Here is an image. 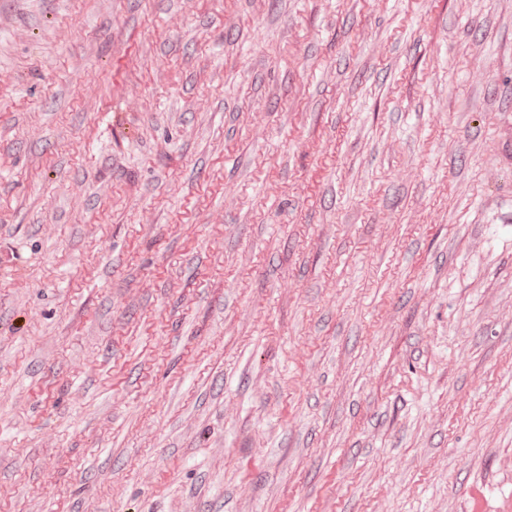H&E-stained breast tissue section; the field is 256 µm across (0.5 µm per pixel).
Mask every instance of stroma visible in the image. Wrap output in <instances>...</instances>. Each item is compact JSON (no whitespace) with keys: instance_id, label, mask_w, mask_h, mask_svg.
Segmentation results:
<instances>
[{"instance_id":"obj_1","label":"stroma","mask_w":512,"mask_h":512,"mask_svg":"<svg viewBox=\"0 0 512 512\" xmlns=\"http://www.w3.org/2000/svg\"><path fill=\"white\" fill-rule=\"evenodd\" d=\"M0 512H512V0H0Z\"/></svg>"}]
</instances>
